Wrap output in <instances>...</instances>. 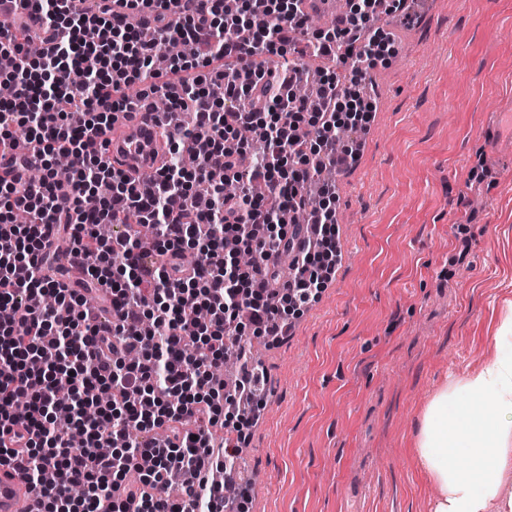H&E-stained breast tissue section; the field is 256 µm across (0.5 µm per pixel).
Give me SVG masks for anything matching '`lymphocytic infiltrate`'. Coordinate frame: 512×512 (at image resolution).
Here are the masks:
<instances>
[{
    "label": "lymphocytic infiltrate",
    "instance_id": "obj_1",
    "mask_svg": "<svg viewBox=\"0 0 512 512\" xmlns=\"http://www.w3.org/2000/svg\"><path fill=\"white\" fill-rule=\"evenodd\" d=\"M90 2L87 15L69 0H12L15 24L36 20L44 35L36 57L0 28V81L14 89L0 102V166L12 173L0 176V433L18 430L24 446L18 454L0 445V460L16 461L32 512H226L223 482L203 475L200 461L226 472L217 434L227 414L237 429L250 425L246 404L261 372L242 364L231 394L215 372L246 328L281 335L289 308L309 305L330 278L335 194L318 174L354 156L337 148V129L365 130L375 110L358 87L393 52L374 25L382 0H354L313 36L304 0H239L232 13L224 0L194 13L154 0L147 29L114 15L112 0ZM166 45L178 52L154 73ZM287 51L351 69L322 74L315 108L285 94L265 67ZM235 56L250 69L235 68ZM159 95L193 121L168 131L163 167L137 189L105 160L103 137L115 113ZM251 125L266 129L267 144L245 172L240 130ZM186 141L197 157L191 169L177 161ZM61 152L72 167L63 182L54 166ZM308 207L317 224L310 240L281 221ZM18 210L31 223H14ZM99 224L124 232L103 239ZM52 229L86 263L78 284L44 251ZM230 243L251 263L239 264ZM151 250L165 264H145ZM285 251L294 256L288 281L279 272ZM91 290L111 301L114 320L88 306ZM64 423L81 431L80 449L70 448ZM176 471L191 480L173 497Z\"/></svg>",
    "mask_w": 512,
    "mask_h": 512
}]
</instances>
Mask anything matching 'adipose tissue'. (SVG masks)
<instances>
[{
	"mask_svg": "<svg viewBox=\"0 0 512 512\" xmlns=\"http://www.w3.org/2000/svg\"><path fill=\"white\" fill-rule=\"evenodd\" d=\"M495 341L493 359L439 387L414 435L417 466L437 489L432 512H512L511 300Z\"/></svg>",
	"mask_w": 512,
	"mask_h": 512,
	"instance_id": "obj_1",
	"label": "adipose tissue"
}]
</instances>
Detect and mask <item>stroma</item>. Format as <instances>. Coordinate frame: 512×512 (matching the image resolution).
<instances>
[{
    "label": "stroma",
    "instance_id": "35a3bbf8",
    "mask_svg": "<svg viewBox=\"0 0 512 512\" xmlns=\"http://www.w3.org/2000/svg\"><path fill=\"white\" fill-rule=\"evenodd\" d=\"M407 0L371 70L375 112L336 174L340 260L285 334L251 336L266 396L247 512H430L411 452L432 394L496 353L512 299V0Z\"/></svg>",
    "mask_w": 512,
    "mask_h": 512
}]
</instances>
